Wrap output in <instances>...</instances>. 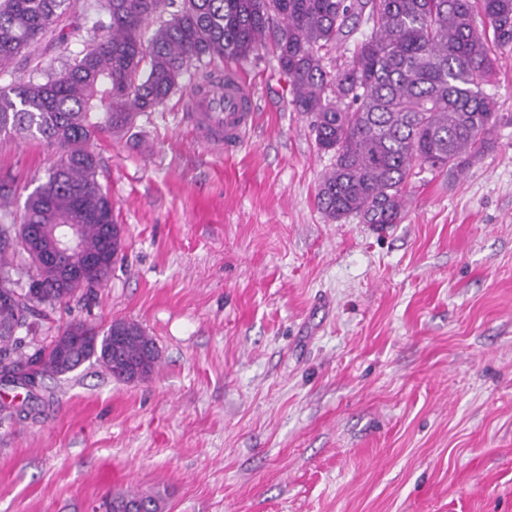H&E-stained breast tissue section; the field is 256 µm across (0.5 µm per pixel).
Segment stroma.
I'll return each mask as SVG.
<instances>
[{
	"instance_id": "35a3bbf8",
	"label": "stroma",
	"mask_w": 512,
	"mask_h": 512,
	"mask_svg": "<svg viewBox=\"0 0 512 512\" xmlns=\"http://www.w3.org/2000/svg\"><path fill=\"white\" fill-rule=\"evenodd\" d=\"M240 68L255 121L234 156L194 141L181 92L95 142L120 260L21 350L126 319L161 361L48 380L45 415L0 426V512L127 490L164 512H512V124L462 173L421 166L400 223L336 222L314 204L334 157L272 52ZM55 159L0 140L12 219Z\"/></svg>"
}]
</instances>
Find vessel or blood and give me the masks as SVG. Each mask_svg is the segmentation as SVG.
Wrapping results in <instances>:
<instances>
[{
  "mask_svg": "<svg viewBox=\"0 0 512 512\" xmlns=\"http://www.w3.org/2000/svg\"><path fill=\"white\" fill-rule=\"evenodd\" d=\"M254 92L243 72L233 66L211 74L188 103L196 140L231 155L243 145L252 126Z\"/></svg>",
  "mask_w": 512,
  "mask_h": 512,
  "instance_id": "vessel-or-blood-1",
  "label": "vessel or blood"
}]
</instances>
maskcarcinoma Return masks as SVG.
Wrapping results in <instances>:
<instances>
[{"label":"carcinoma","mask_w":512,"mask_h":512,"mask_svg":"<svg viewBox=\"0 0 512 512\" xmlns=\"http://www.w3.org/2000/svg\"><path fill=\"white\" fill-rule=\"evenodd\" d=\"M95 11L90 0H0L1 75L19 56L41 58L44 43L59 52V66L36 67L0 89V138L43 142L58 154L27 196L22 222H0V376L26 388L21 403L0 401V423L45 412L44 380L92 359L119 381L116 351L140 362L147 378L160 361L154 339L124 319L104 332L65 323L59 333L76 339L66 358L55 342L26 357L14 332H30L46 310L112 275L123 236L97 180L92 141L130 131L164 104L190 62L272 50L292 106L313 117L317 144L334 154L316 203L336 221L400 223L416 164L463 171L495 129L512 122L484 89L498 52L512 48V0H106L105 16ZM84 31L93 36L82 38ZM74 40L82 50L71 56ZM350 41L349 60L327 70L326 56ZM70 224L81 225L83 254L104 257L95 281L62 278L29 243L37 229L50 236ZM130 504L163 512L159 497L135 491L102 508L124 512Z\"/></svg>","instance_id":"1"}]
</instances>
